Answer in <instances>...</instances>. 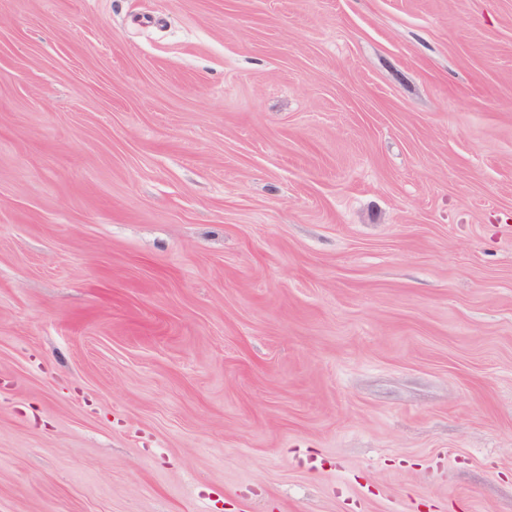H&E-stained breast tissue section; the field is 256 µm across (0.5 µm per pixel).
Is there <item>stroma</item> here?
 I'll list each match as a JSON object with an SVG mask.
<instances>
[{
  "instance_id": "1",
  "label": "stroma",
  "mask_w": 512,
  "mask_h": 512,
  "mask_svg": "<svg viewBox=\"0 0 512 512\" xmlns=\"http://www.w3.org/2000/svg\"><path fill=\"white\" fill-rule=\"evenodd\" d=\"M0 512H512V0H0Z\"/></svg>"
}]
</instances>
